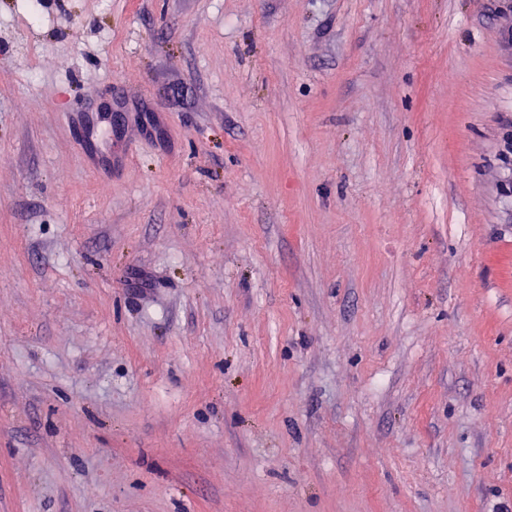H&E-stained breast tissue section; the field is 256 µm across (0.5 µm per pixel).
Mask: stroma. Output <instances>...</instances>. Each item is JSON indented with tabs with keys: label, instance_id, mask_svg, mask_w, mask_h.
I'll return each instance as SVG.
<instances>
[{
	"label": "stroma",
	"instance_id": "stroma-1",
	"mask_svg": "<svg viewBox=\"0 0 512 512\" xmlns=\"http://www.w3.org/2000/svg\"><path fill=\"white\" fill-rule=\"evenodd\" d=\"M511 132L512 0H0V512H512ZM109 126H111L110 115L106 112H98L87 129L88 137L103 154L112 153L111 149L106 151L104 148V146L108 145L107 142L104 143V136L109 134Z\"/></svg>",
	"mask_w": 512,
	"mask_h": 512
}]
</instances>
